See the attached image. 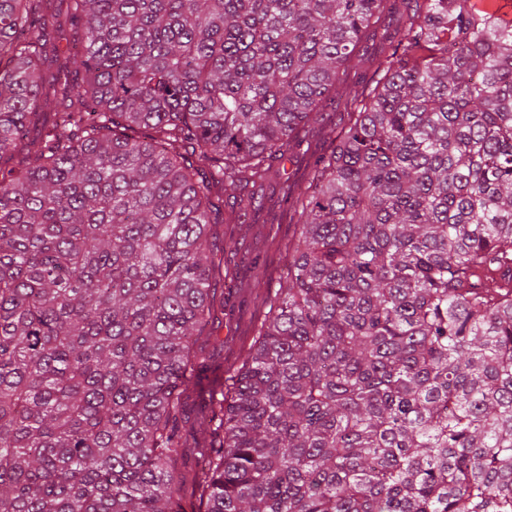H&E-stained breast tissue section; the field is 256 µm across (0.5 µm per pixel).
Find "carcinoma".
I'll use <instances>...</instances> for the list:
<instances>
[{
    "instance_id": "1",
    "label": "carcinoma",
    "mask_w": 512,
    "mask_h": 512,
    "mask_svg": "<svg viewBox=\"0 0 512 512\" xmlns=\"http://www.w3.org/2000/svg\"><path fill=\"white\" fill-rule=\"evenodd\" d=\"M413 2L364 91L390 0H69L63 57L53 0H0V512H184L191 395L195 512H512V21ZM331 93L288 281L212 380L214 194ZM57 22L54 26L53 37L59 52L66 53L75 45H81L85 41L84 29L71 24L67 18V3L58 0L56 3ZM391 3L394 4L391 13L385 17L375 32H369L363 40L364 62L356 70L353 78L358 87L369 86L376 78L375 71L379 61L383 59L388 45V37L405 23L415 5L409 0H392Z\"/></svg>"
}]
</instances>
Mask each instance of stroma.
Here are the masks:
<instances>
[{"label":"stroma","mask_w":512,"mask_h":512,"mask_svg":"<svg viewBox=\"0 0 512 512\" xmlns=\"http://www.w3.org/2000/svg\"><path fill=\"white\" fill-rule=\"evenodd\" d=\"M413 7L412 0H394L381 26L364 38V61L354 75L357 86L373 82L389 36L405 23ZM348 123L343 104L337 97L328 98L314 119L299 128L296 143L284 158L273 162L267 180L253 188L251 207L240 206L228 194L219 200L229 223L223 244L213 248L210 258L221 278L215 284L214 321L197 349L207 360L223 362L225 375L233 374L254 341L264 317L262 294L274 292L288 272L284 256L296 226L284 201L286 191L289 185L306 181L315 157L327 146L326 132L342 130Z\"/></svg>","instance_id":"stroma-1"}]
</instances>
